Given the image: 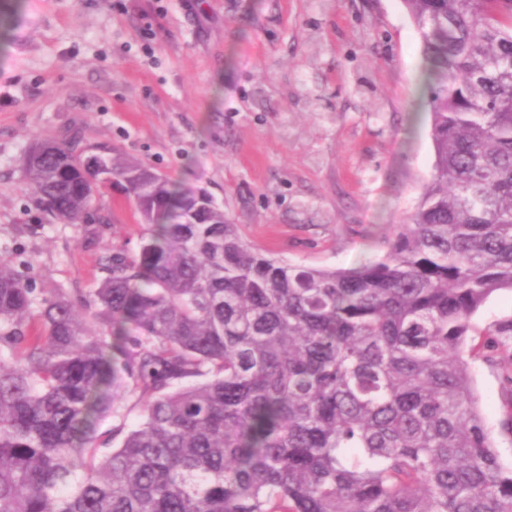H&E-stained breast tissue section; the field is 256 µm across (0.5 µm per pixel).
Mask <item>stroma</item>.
I'll return each mask as SVG.
<instances>
[{
    "mask_svg": "<svg viewBox=\"0 0 512 512\" xmlns=\"http://www.w3.org/2000/svg\"><path fill=\"white\" fill-rule=\"evenodd\" d=\"M419 34L403 0H0V259L84 307L140 229L123 181L107 224L49 222L23 161L40 140L109 147L205 190L254 248L346 269L434 170ZM472 365L505 462L512 292L472 319Z\"/></svg>",
    "mask_w": 512,
    "mask_h": 512,
    "instance_id": "stroma-1",
    "label": "stroma"
}]
</instances>
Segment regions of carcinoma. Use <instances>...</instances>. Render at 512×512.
<instances>
[{"instance_id":"1","label":"carcinoma","mask_w":512,"mask_h":512,"mask_svg":"<svg viewBox=\"0 0 512 512\" xmlns=\"http://www.w3.org/2000/svg\"><path fill=\"white\" fill-rule=\"evenodd\" d=\"M434 174L381 259L288 263L198 191L102 149L140 215L92 305L0 261V512H512L472 318L512 290V0H404ZM42 210L81 224L90 155L42 140ZM127 379L142 420L97 432Z\"/></svg>"}]
</instances>
